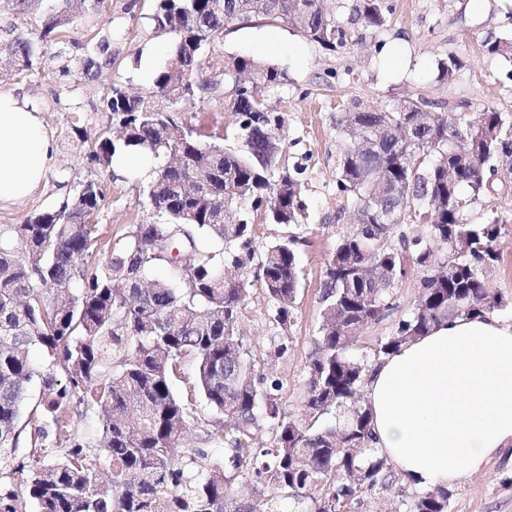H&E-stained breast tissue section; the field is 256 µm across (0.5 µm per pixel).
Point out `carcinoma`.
Here are the masks:
<instances>
[{"label":"carcinoma","mask_w":512,"mask_h":512,"mask_svg":"<svg viewBox=\"0 0 512 512\" xmlns=\"http://www.w3.org/2000/svg\"><path fill=\"white\" fill-rule=\"evenodd\" d=\"M365 26L382 30L390 0H359ZM254 17L278 18L310 42L338 53L349 37L324 0H154L153 29L177 38L171 60L153 91L130 98L115 84L104 110L124 130L104 134L88 158L112 166L117 151L149 150L158 166L149 189L161 188L164 224H135L101 264L89 261L91 215L102 192L93 181L56 210L0 227V473L21 477L37 512H252L234 495L249 481L265 496L266 512H364L366 501L392 496L404 512H448V490L405 498L388 458L373 447L370 410L359 396L370 365L350 354L347 334L361 332L397 308L394 288L419 271L408 313L380 337L382 359L452 318L490 313L501 298L485 286L484 269L497 261L499 224H470L466 213L490 189L478 178L512 161V122L495 110L471 120L436 112L425 97H407L390 110L364 108L340 127L343 137L370 147L341 145L336 195L352 201L365 223L338 233L323 270L321 325L297 383L301 408H285L288 379L281 368L293 351V303L302 271L294 253L305 204L300 169L279 164L277 131L283 116L264 93L286 85L277 66L247 56L224 62V111L231 121L221 147L152 104L173 84L184 87L176 111L191 112L214 90V58L205 48L223 41L225 27ZM69 23L61 14L38 38L14 40L17 66L0 79L32 69L36 41ZM486 55L512 61V37L482 42ZM112 64L106 41L87 52L83 72L95 76ZM208 170L206 195L180 187ZM401 219L389 224L380 207ZM286 229L256 247V219ZM426 225L410 236L405 221ZM171 242L181 258L155 248ZM164 269L160 278L154 270ZM267 298L265 349L247 343V309L254 283ZM37 349L40 360L30 359ZM194 364L193 390L213 413L202 418L193 401L172 389L185 362ZM38 402L28 408L32 389ZM96 416L99 459L111 469L104 487L88 462L91 442L73 433L72 412ZM47 421L61 435L59 451L31 462L18 458L23 430ZM201 428L205 441L224 446V464L205 448H184L183 435ZM265 432L264 445L255 443ZM20 497L0 489V512H23Z\"/></svg>","instance_id":"carcinoma-1"}]
</instances>
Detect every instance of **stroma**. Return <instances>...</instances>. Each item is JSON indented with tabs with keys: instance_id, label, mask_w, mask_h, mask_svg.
Listing matches in <instances>:
<instances>
[{
	"instance_id": "35a3bbf8",
	"label": "stroma",
	"mask_w": 512,
	"mask_h": 512,
	"mask_svg": "<svg viewBox=\"0 0 512 512\" xmlns=\"http://www.w3.org/2000/svg\"><path fill=\"white\" fill-rule=\"evenodd\" d=\"M394 12L383 30L364 26L355 12L357 0H330L343 27L354 35L343 52H326L278 19L255 18L227 27L212 52L216 60L246 55L275 64L288 84L266 92L268 105L280 112L279 136L287 164H302L304 218L295 244L305 275L295 303L296 336L285 374L297 383L320 322L319 289L324 264L340 230L337 212L352 216L353 203L335 192L340 139L337 126L358 108H390L412 94L441 104L449 112L476 117L494 109L512 117V63L481 50L488 37L512 35V0H393ZM153 0H0V52L21 33L40 34L48 18L68 9L69 24L43 43L31 71L0 80V90L13 92L38 112L58 146L54 167L29 198L0 207V227L22 223L28 216L58 207L73 198L83 181L94 180L103 201L93 218L97 245L93 261L106 258L130 225L159 224L146 187L157 168L118 173L87 158L92 142L115 132L103 105L113 85L146 93L156 73L169 61L174 39L157 34L149 21ZM278 36L282 50L262 45ZM108 41L112 63L86 78L81 61L89 44ZM460 63L453 80L441 79L438 63L448 54ZM472 224L498 222L494 243L498 260L485 281L503 304L495 315L512 323V195L492 191L479 196L468 214ZM448 512H512V459L493 458L464 482L449 486Z\"/></svg>"
}]
</instances>
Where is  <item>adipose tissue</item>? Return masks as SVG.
Listing matches in <instances>:
<instances>
[{"instance_id": "1", "label": "adipose tissue", "mask_w": 512, "mask_h": 512, "mask_svg": "<svg viewBox=\"0 0 512 512\" xmlns=\"http://www.w3.org/2000/svg\"><path fill=\"white\" fill-rule=\"evenodd\" d=\"M56 147L24 101L0 92V204L29 197ZM375 445L420 488L458 482L512 447V323L433 327L376 365L364 387Z\"/></svg>"}]
</instances>
